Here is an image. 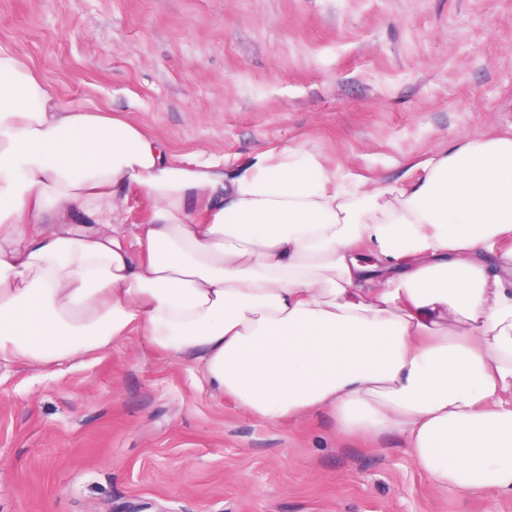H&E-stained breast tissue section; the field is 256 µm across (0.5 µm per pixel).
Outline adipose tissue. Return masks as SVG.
<instances>
[{
    "instance_id": "obj_1",
    "label": "adipose tissue",
    "mask_w": 512,
    "mask_h": 512,
    "mask_svg": "<svg viewBox=\"0 0 512 512\" xmlns=\"http://www.w3.org/2000/svg\"><path fill=\"white\" fill-rule=\"evenodd\" d=\"M370 188L302 147L225 171L64 104L0 44V366L132 331L270 424L402 432L441 488L512 493V135ZM148 221L124 230L130 195Z\"/></svg>"
}]
</instances>
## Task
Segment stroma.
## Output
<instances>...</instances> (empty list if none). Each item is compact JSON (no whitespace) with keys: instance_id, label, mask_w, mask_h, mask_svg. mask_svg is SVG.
<instances>
[{"instance_id":"35a3bbf8","label":"stroma","mask_w":512,"mask_h":512,"mask_svg":"<svg viewBox=\"0 0 512 512\" xmlns=\"http://www.w3.org/2000/svg\"><path fill=\"white\" fill-rule=\"evenodd\" d=\"M0 44L62 102L179 157L285 146L390 184L512 134V0H0ZM138 334L0 369V512H512L436 487L404 435L268 424Z\"/></svg>"}]
</instances>
